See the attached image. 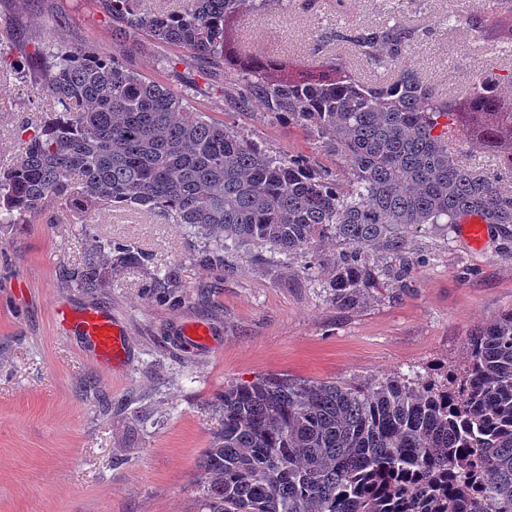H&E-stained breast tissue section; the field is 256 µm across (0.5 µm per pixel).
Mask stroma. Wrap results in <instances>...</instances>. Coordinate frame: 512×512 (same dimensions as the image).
<instances>
[{"instance_id": "35a3bbf8", "label": "stroma", "mask_w": 512, "mask_h": 512, "mask_svg": "<svg viewBox=\"0 0 512 512\" xmlns=\"http://www.w3.org/2000/svg\"><path fill=\"white\" fill-rule=\"evenodd\" d=\"M400 19L432 29L409 59L439 92L461 89L474 59L485 58L512 94V51L448 21V0H295L292 10L253 13L241 22L249 48L285 50L306 59L337 58L362 77L376 70L339 28L381 27ZM23 34L22 46L7 34ZM104 55L160 77L172 88L196 87L193 106L238 128L276 154L302 158L344 178L316 135L270 118L260 104L241 110L224 100V77L200 69L190 51L130 39L112 41V17L98 0H0V52L22 78L0 75V164L13 160L52 118L55 104L32 52L47 41ZM467 165L512 190V173L477 146L451 134ZM130 244L137 268L113 271L97 288L71 284L84 262L86 233ZM209 244L164 216L105 208L75 215L56 208L25 224H0V512H198L197 463L221 418L225 386L267 374L312 381L433 375L462 365L470 334L512 307V239L489 228L481 247L459 225L410 238L402 283L381 280L357 300L337 305L325 266L309 254L265 248L226 251L227 273L201 256ZM177 285L178 304L161 301L156 278ZM99 307L119 321L131 353L118 368L97 363L57 307ZM214 343L195 350L181 340L194 321Z\"/></svg>"}]
</instances>
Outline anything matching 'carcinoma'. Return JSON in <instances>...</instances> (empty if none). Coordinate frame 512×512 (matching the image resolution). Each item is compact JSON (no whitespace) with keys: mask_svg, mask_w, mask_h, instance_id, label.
I'll use <instances>...</instances> for the list:
<instances>
[{"mask_svg":"<svg viewBox=\"0 0 512 512\" xmlns=\"http://www.w3.org/2000/svg\"><path fill=\"white\" fill-rule=\"evenodd\" d=\"M112 40L140 34L190 51L224 72V100L264 103L274 119L315 133L341 160L338 179L304 159L260 147L189 104L180 92L118 60L49 44L33 56L63 116L23 143L0 169V223L58 203L159 211L214 243L203 262L226 271L229 247L315 253L327 240L336 303H353L385 276L401 278L408 235L475 212L512 235V191L463 165L448 132L496 156L512 172V100L489 62L470 88L447 97L404 67L424 32L399 20L337 30L384 80L341 62L274 70L286 52L258 53L239 34L254 12H286L293 0H182L143 12L139 0H99ZM497 43L512 46V0H497ZM235 51L253 60L242 68ZM473 102L491 112H466ZM378 245L391 264L371 261ZM133 247L91 238L70 273L94 288L112 269L142 263ZM442 380L315 382L270 374L224 389L221 426L203 452L199 512H512V307L468 338L461 369Z\"/></svg>","mask_w":512,"mask_h":512,"instance_id":"cac0c4a2","label":"carcinoma"}]
</instances>
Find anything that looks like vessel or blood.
Instances as JSON below:
<instances>
[{"label": "vessel or blood", "mask_w": 512, "mask_h": 512, "mask_svg": "<svg viewBox=\"0 0 512 512\" xmlns=\"http://www.w3.org/2000/svg\"><path fill=\"white\" fill-rule=\"evenodd\" d=\"M58 315L80 333L97 362L113 367L126 363L129 341L123 327L110 313L97 308L62 309ZM182 338L192 347L201 349L210 346L212 332L205 323L193 322L184 326Z\"/></svg>", "instance_id": "vessel-or-blood-1"}]
</instances>
